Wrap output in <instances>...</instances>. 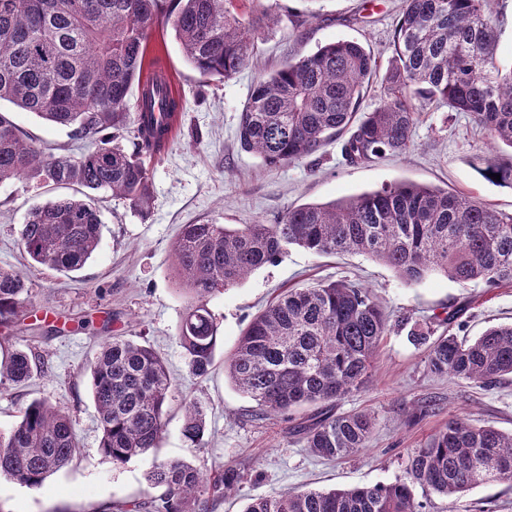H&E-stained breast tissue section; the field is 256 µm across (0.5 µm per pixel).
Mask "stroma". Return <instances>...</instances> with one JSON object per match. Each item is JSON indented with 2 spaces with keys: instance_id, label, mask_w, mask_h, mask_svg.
Returning <instances> with one entry per match:
<instances>
[{
  "instance_id": "obj_1",
  "label": "stroma",
  "mask_w": 512,
  "mask_h": 512,
  "mask_svg": "<svg viewBox=\"0 0 512 512\" xmlns=\"http://www.w3.org/2000/svg\"><path fill=\"white\" fill-rule=\"evenodd\" d=\"M282 6L289 17L256 33L253 63L228 79L203 78L183 58L169 27L157 28L150 59L169 75L183 100L175 132L160 153L148 158L152 206L148 215L127 201L95 193L103 223L100 246L84 268L56 272L23 251L19 231L28 212L47 201L74 196L75 188L40 186L17 179L0 184V270L24 274L30 306L20 320L11 349L36 347L44 372L23 383L0 379V433L8 432L20 411L36 398L65 408L73 420L79 451L68 467L32 488L0 479L5 512H109L117 502L153 495L145 474L154 461L183 460L204 473L225 466L247 469L240 492L218 512H244L250 498L289 489H349L390 484L405 475L407 451L421 447L449 419L464 416L475 425L512 433V379L486 388L467 380L437 377L427 370L428 345L410 331L426 326L443 332L446 313L457 315L465 336L512 323V286L486 290L437 272L405 283L389 267L355 253L314 254L289 248L223 293L209 307L221 326L223 342L206 378L193 376L178 329L187 298L173 283L171 246L182 225L271 224L288 208L329 203L398 183H415L464 193L496 209L512 212V187L482 179L481 160L512 161V149L488 148L483 132L466 118H450L444 104L419 110L415 146L405 155L352 164L333 142L307 159L266 169L237 140L239 115L253 86L286 61L319 46L347 39L362 43L387 68L401 0H242L240 11ZM318 18H311V11ZM5 113L32 141L57 156L93 151L70 128L46 123L9 102ZM350 279L378 298L390 317L368 387L341 400L337 412L368 411L375 426L366 448L342 461L313 456L291 433L285 417L257 421L251 401L224 374L249 321L281 292L320 282ZM147 341L174 377L167 427L159 447L121 465L98 450L97 412L90 393L89 364L109 333ZM198 402L208 431L202 445L181 432L183 405ZM427 512H512V484L490 483L456 500L416 489Z\"/></svg>"
}]
</instances>
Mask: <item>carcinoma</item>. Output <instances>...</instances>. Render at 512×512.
Wrapping results in <instances>:
<instances>
[{
  "mask_svg": "<svg viewBox=\"0 0 512 512\" xmlns=\"http://www.w3.org/2000/svg\"><path fill=\"white\" fill-rule=\"evenodd\" d=\"M0 0V101L100 145L79 157H51L0 113V183L25 178L77 185L83 197L33 208L21 226L30 259L60 271L82 269L101 240L102 221L90 193L104 190L141 213L152 203L143 156L169 140L166 118L182 107L162 76L146 80L145 58L161 18L171 23L191 67L201 76L230 78L253 61L254 31L280 21L268 9L244 18L237 0ZM494 0H402L384 97L356 118L374 54L337 40L283 64L260 80L240 113L241 148L263 166L308 158L348 135L346 159L369 163L401 156L413 146L419 106L441 102L470 118L489 143L512 149V66L496 61L499 18ZM138 87L131 100L132 86ZM133 135V150L116 143ZM512 186V165L489 159L480 175ZM290 246L318 254L359 252L390 266L407 283L441 272L466 286L512 285V213L439 188L398 183L324 204L288 209L275 224H184L173 245L176 290L189 296L179 338L190 372L207 376L222 340L208 307L212 296L254 270L276 263ZM29 302L18 272L0 270V327L14 326ZM389 317L354 281L291 289L257 314L224 368L262 420L315 408L300 424L304 447L341 459L366 447L374 417L338 414L336 403L369 382ZM45 363L22 350L0 360V377L21 383ZM427 367L435 375L494 387L512 376V325L493 326L472 340L446 330L431 342ZM98 413L99 449L114 464L159 447L172 379L148 345L107 337L90 363ZM206 416L185 405L182 434L200 444ZM79 448L69 414L40 398L27 404L12 429L0 433V478L39 487L68 466ZM247 474L226 467L209 476L181 460L160 461L146 473L161 493L131 504L132 512H215ZM512 481V433L463 418L407 455L405 477L387 485L307 489L250 499L244 512H425L414 487L447 499L490 482Z\"/></svg>",
  "mask_w": 512,
  "mask_h": 512,
  "instance_id": "carcinoma-1",
  "label": "carcinoma"
}]
</instances>
